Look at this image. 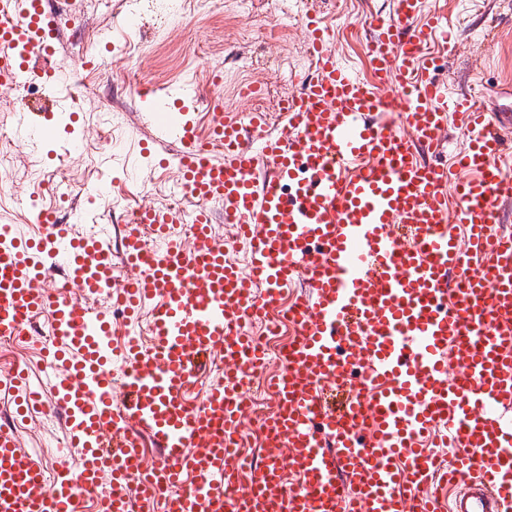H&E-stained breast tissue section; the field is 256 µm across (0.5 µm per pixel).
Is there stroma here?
I'll list each match as a JSON object with an SVG mask.
<instances>
[{
	"label": "stroma",
	"mask_w": 512,
	"mask_h": 512,
	"mask_svg": "<svg viewBox=\"0 0 512 512\" xmlns=\"http://www.w3.org/2000/svg\"><path fill=\"white\" fill-rule=\"evenodd\" d=\"M426 5L447 18L451 41L437 53L449 90L474 95L488 111H512V0ZM389 8L390 0H223L219 7L213 0H182L179 12L163 14L143 2L138 26L129 29L111 17L107 0H89L60 38L61 82L84 83L75 106L81 150L69 156L51 143L33 148L16 141L18 102L0 89V134L14 140L12 163L0 174V225H14L25 238L35 235L37 226L27 221L31 195L46 181L64 196L67 209H97L108 230L125 207L170 203L179 172L156 168L140 153L150 129L136 84L189 79L203 100L219 98L241 115L259 110L274 118L280 99L299 91L298 77L310 65L304 28L309 12L325 18L338 60L367 77L372 67L363 51L369 34L363 20ZM251 85L260 86V95L242 98L241 90ZM49 344L42 325L0 349V378L12 368L25 369L43 400L52 401L50 364L43 358ZM18 439L47 470L80 464V449L65 458L58 453L66 441L63 418L28 413L19 421Z\"/></svg>",
	"instance_id": "35a3bbf8"
}]
</instances>
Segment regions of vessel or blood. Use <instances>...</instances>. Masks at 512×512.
<instances>
[{"label": "vessel or blood", "mask_w": 512, "mask_h": 512, "mask_svg": "<svg viewBox=\"0 0 512 512\" xmlns=\"http://www.w3.org/2000/svg\"><path fill=\"white\" fill-rule=\"evenodd\" d=\"M424 0H391L368 16L373 75L340 66L320 17L308 18L312 67L300 95L279 101L285 123L216 109L210 136L195 118L189 81L141 85L156 140L177 144L174 164L192 208L135 207L134 231L115 253L104 234H79L39 208L22 238L0 226V338L25 336L49 318L55 399L78 469L47 471L21 448L14 422H0V512H78L108 480L99 512H150L178 490L171 512H512V236L490 231L498 203L512 197L511 120L448 94L428 58L437 13L418 23ZM61 17L48 0H0V86L16 90L54 78ZM396 81L389 97L380 85ZM467 144L452 167L424 161L442 151L449 116ZM21 141L58 138L69 113L16 111ZM222 157H215V150ZM458 222H448L455 172ZM248 244V270L212 232L211 203ZM192 247L181 251L179 225ZM149 229L165 242L147 250ZM63 270L68 294L45 287ZM304 277L310 295L293 306L297 339L273 380L277 403L264 419L262 461L247 485L227 440L246 411L248 370L264 354L248 324L274 313L282 292ZM104 295L106 307L86 301ZM152 305L149 347L112 339L110 306L137 314ZM224 376L199 406L187 393L214 350ZM460 368L448 373L449 363ZM123 365L121 379L112 368ZM121 385V398L112 388ZM18 413L40 407L25 373L0 381ZM160 450L142 463V437Z\"/></svg>", "instance_id": "1"}]
</instances>
